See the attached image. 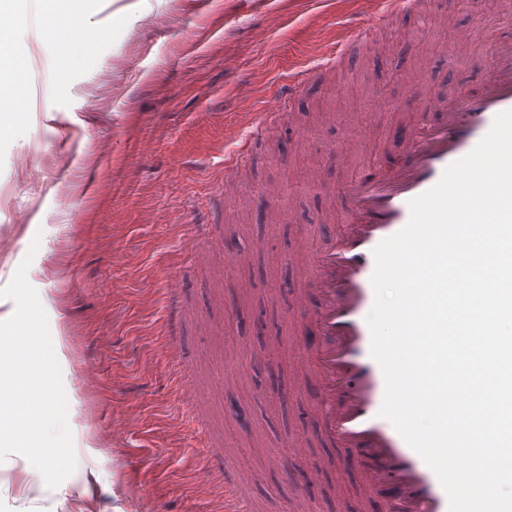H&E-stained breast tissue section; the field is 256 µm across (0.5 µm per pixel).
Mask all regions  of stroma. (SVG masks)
<instances>
[{"label":"stroma","mask_w":512,"mask_h":512,"mask_svg":"<svg viewBox=\"0 0 512 512\" xmlns=\"http://www.w3.org/2000/svg\"><path fill=\"white\" fill-rule=\"evenodd\" d=\"M356 0H55L30 30L19 0H0V288L30 259L50 329L64 337L68 424L82 448L60 493H35L22 455L0 462V512H213L208 480L231 468L255 475L258 512H282L293 485L252 431H311L296 397L255 379L260 339L287 340L288 265L322 246L334 225L333 188L348 174L328 163L308 179L317 150L346 123L374 116L355 162L393 165L408 76L440 96L474 81L476 43L423 68L408 45L444 42L420 14L389 16L371 35L381 69L364 54L324 71L282 108L275 131L243 167L224 160L250 138L289 71L323 63L356 13ZM401 103L372 112L375 97ZM293 147L280 152L278 143ZM295 184L286 221L250 235L226 257L231 229L257 223L262 186ZM37 253H30L32 241ZM250 289L262 331H240L234 296ZM253 407L244 430L228 410L224 368ZM189 366L188 388L180 370Z\"/></svg>","instance_id":"obj_1"}]
</instances>
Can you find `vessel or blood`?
Returning a JSON list of instances; mask_svg holds the SVG:
<instances>
[{
  "mask_svg": "<svg viewBox=\"0 0 512 512\" xmlns=\"http://www.w3.org/2000/svg\"><path fill=\"white\" fill-rule=\"evenodd\" d=\"M354 23L336 44L337 57L369 48L366 34L389 11L410 13L420 0H360ZM477 67L476 84L441 97L431 85L415 81L414 97L432 104L427 116L410 124L403 147L389 168L369 162L333 190L341 223L326 245L310 258L307 285L293 297L288 339L301 359L298 380L310 393V411L322 439L340 451L338 472L350 473L357 494L349 512H450L449 498L435 472L393 425L381 417L385 378L371 356L366 318L375 299L374 248L409 222V202L442 177L452 163L468 155L490 131L495 117L512 110V37L491 36ZM272 461L287 468L305 455L306 438L285 441ZM250 481L225 473L223 512H253Z\"/></svg>",
  "mask_w": 512,
  "mask_h": 512,
  "instance_id": "1",
  "label": "vessel or blood"
}]
</instances>
